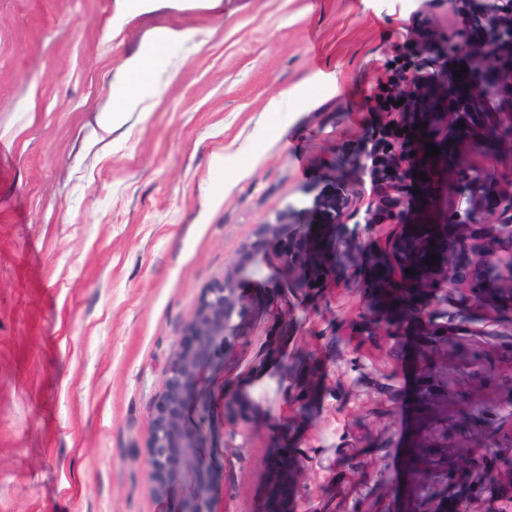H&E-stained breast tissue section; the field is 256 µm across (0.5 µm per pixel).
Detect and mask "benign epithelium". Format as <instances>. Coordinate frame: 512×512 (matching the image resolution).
<instances>
[{
	"label": "benign epithelium",
	"mask_w": 512,
	"mask_h": 512,
	"mask_svg": "<svg viewBox=\"0 0 512 512\" xmlns=\"http://www.w3.org/2000/svg\"><path fill=\"white\" fill-rule=\"evenodd\" d=\"M480 2L482 15L469 35L450 31L422 43L421 59L427 61L430 72L423 73L421 63L398 71L395 100L404 103L394 105L383 125L369 129L358 147L335 160L331 173L335 199L308 209L318 216L296 226L279 265L290 282L306 290L319 287V279L327 276L329 267L342 260L355 275L363 264L375 270L379 257L362 258L353 251L351 236L336 233L352 206L365 197L369 202L364 223H377L383 211L403 225L390 242L396 265L387 279L372 274L365 279L372 297L365 313L369 334L402 336L407 352L422 360L425 385L439 394L431 401L436 439L432 447L450 449L448 478L463 482L477 473L512 487V463L502 453L512 447V426L491 432L483 417L473 412L457 415L451 422L440 420L448 416V398L463 402L476 382L492 391L512 392V349L495 350L489 372L471 373L472 338L448 336V324L438 323L437 310L431 307L439 301L458 308L512 310V166L501 171L497 165L502 154L512 155V0ZM462 64L467 71L458 81L454 72ZM462 112L479 116L471 124L464 123V128L472 129V145L481 150L484 164L472 163L463 151L451 164L422 151V143L448 137V127L459 125ZM421 123L425 127L416 128ZM486 137L496 142V151L485 149ZM416 170L428 181L413 177ZM460 182L467 184L468 191L460 196L451 218L436 225L432 237L436 246L429 247L440 260L433 267L421 265L411 225L430 223L429 200ZM416 187L423 197L415 198L418 210L410 220L409 193ZM296 214L288 208L275 221L260 225L240 262L205 289L169 368L148 448L150 492L163 496L173 484L194 475L193 493L183 500L180 512H209L210 482L196 452L202 435L186 422L187 407L200 390L201 368L211 362L216 348L231 332H237L239 344L250 342L244 322L249 303L240 289L239 276L262 271L266 239L281 235ZM410 265L419 266L418 293L412 309L398 317L391 313L389 290L400 280L401 269ZM450 281L460 289L459 294L439 299L432 293ZM236 317L239 323L235 325ZM481 439L485 440L484 450L477 456L471 448ZM273 465L276 478L266 512H288V454L278 455ZM426 483L425 475L408 476L405 512H435L416 494Z\"/></svg>",
	"instance_id": "7a95c632"
}]
</instances>
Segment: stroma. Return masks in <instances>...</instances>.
I'll use <instances>...</instances> for the list:
<instances>
[{"label":"stroma","instance_id":"1","mask_svg":"<svg viewBox=\"0 0 512 512\" xmlns=\"http://www.w3.org/2000/svg\"><path fill=\"white\" fill-rule=\"evenodd\" d=\"M114 12L0 0V512H179L192 482L152 495L148 446L205 288L259 225L331 194L330 164L382 120L367 106L412 46L476 18L445 0H173L115 35ZM164 26L186 40L102 136L125 60ZM240 287L251 342L204 366L187 410L211 512H262L279 420L290 512H398L415 378L398 337L362 332V280L340 266L307 292L267 268ZM454 499L512 512V487Z\"/></svg>","mask_w":512,"mask_h":512}]
</instances>
